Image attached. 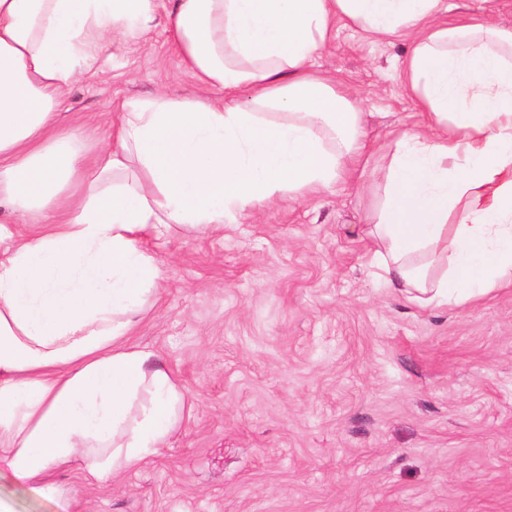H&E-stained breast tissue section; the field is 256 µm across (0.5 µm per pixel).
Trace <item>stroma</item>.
I'll return each mask as SVG.
<instances>
[{
	"instance_id": "obj_1",
	"label": "stroma",
	"mask_w": 512,
	"mask_h": 512,
	"mask_svg": "<svg viewBox=\"0 0 512 512\" xmlns=\"http://www.w3.org/2000/svg\"><path fill=\"white\" fill-rule=\"evenodd\" d=\"M77 79L61 121L112 141L123 100H212L175 51L170 0ZM408 44L337 21L315 68L364 114L363 161L332 191L256 205L220 235L150 237L165 272L134 333L195 408L105 482L54 473L71 512H512V288L428 304L374 274L377 174L421 117Z\"/></svg>"
}]
</instances>
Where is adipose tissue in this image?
<instances>
[{
  "label": "adipose tissue",
  "mask_w": 512,
  "mask_h": 512,
  "mask_svg": "<svg viewBox=\"0 0 512 512\" xmlns=\"http://www.w3.org/2000/svg\"><path fill=\"white\" fill-rule=\"evenodd\" d=\"M446 0H171L184 68L222 101L120 105L87 160L61 129L77 78L138 38L153 0H0V474L70 512L51 470L114 479L193 405L132 334L164 279L141 237L216 233L248 208L318 193L362 159V115L313 63L336 20L406 40L424 117L381 175L379 276L428 301L512 287V29L448 21Z\"/></svg>",
  "instance_id": "ef3b65f1"
}]
</instances>
